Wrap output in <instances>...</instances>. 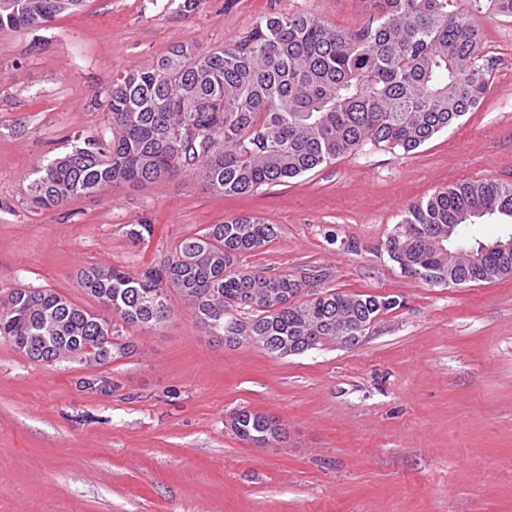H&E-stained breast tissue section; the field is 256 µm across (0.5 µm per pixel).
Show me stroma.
Wrapping results in <instances>:
<instances>
[{"mask_svg": "<svg viewBox=\"0 0 512 512\" xmlns=\"http://www.w3.org/2000/svg\"><path fill=\"white\" fill-rule=\"evenodd\" d=\"M85 0L35 30H0V297L51 288L92 306L76 270L141 273L211 224L256 216L279 236L244 267L308 290L392 295L357 347L279 357L207 335L171 295L164 326L104 366L33 361L0 340V512H512V276L448 287L404 275L387 243L407 207L469 180L512 181V17L458 6L483 34L493 83L477 111L411 154L368 144L241 196L174 176L41 209L23 193L75 135L108 139L112 76L177 44L246 38L263 15L311 12L355 29L362 0ZM153 232L131 244L130 225ZM276 418L281 439L238 438L230 416Z\"/></svg>", "mask_w": 512, "mask_h": 512, "instance_id": "35a3bbf8", "label": "stroma"}]
</instances>
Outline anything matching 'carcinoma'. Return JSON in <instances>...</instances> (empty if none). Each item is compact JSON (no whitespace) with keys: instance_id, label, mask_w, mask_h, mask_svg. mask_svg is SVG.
<instances>
[{"instance_id":"1","label":"carcinoma","mask_w":512,"mask_h":512,"mask_svg":"<svg viewBox=\"0 0 512 512\" xmlns=\"http://www.w3.org/2000/svg\"><path fill=\"white\" fill-rule=\"evenodd\" d=\"M367 21L332 27L310 12L270 15L230 46L196 52L178 45L136 72L112 76V138L78 136L71 150L40 165L25 192L43 209L114 185L147 187L199 177L221 195H245L311 172L366 142L410 153L477 109L491 88L479 54L482 32L457 0H362ZM84 0H0V30H34ZM512 219V183L476 180L410 204L387 244L392 261L437 284L491 283L512 275V252L470 244L473 219ZM278 237L254 216L211 224L185 237L138 275L89 264L76 283L97 303L83 307L47 288L0 298V340L35 362L98 369L135 352L124 328H159L176 291L200 326L237 336L270 354L288 344L343 346L346 337L401 302L394 296L323 292L297 299L306 277L240 266L241 257ZM83 388L110 395L112 378ZM239 438L265 444L278 421L237 410Z\"/></svg>"}]
</instances>
